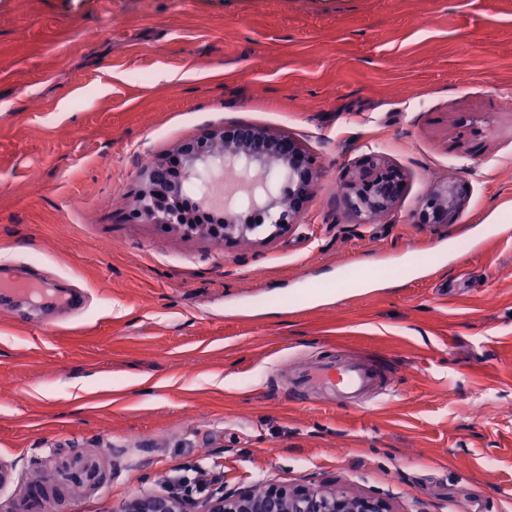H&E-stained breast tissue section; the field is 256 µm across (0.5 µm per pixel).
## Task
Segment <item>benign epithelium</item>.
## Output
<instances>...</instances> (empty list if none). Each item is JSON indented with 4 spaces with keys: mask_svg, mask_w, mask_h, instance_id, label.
Segmentation results:
<instances>
[{
    "mask_svg": "<svg viewBox=\"0 0 512 512\" xmlns=\"http://www.w3.org/2000/svg\"><path fill=\"white\" fill-rule=\"evenodd\" d=\"M233 168L240 177L231 187L246 188L249 223L240 221L230 204L216 207L200 196L202 210L221 214L220 224H192L187 231L224 243H267L288 231L303 215L318 173L308 153L294 138L253 124L208 129L182 141L175 152L140 170L144 189L131 218L153 224L181 226L185 222L169 204L181 194L183 182L210 180L216 168ZM178 171L180 180L172 179ZM404 173L380 154L366 156L341 185L345 215L355 224H371L389 214L404 189ZM468 196L459 180L437 183L422 199L416 224L439 226L452 222ZM118 512H397L389 498L352 490L335 480L298 484L261 481L251 486L212 485L202 495L178 481L161 493L141 494L124 501Z\"/></svg>",
    "mask_w": 512,
    "mask_h": 512,
    "instance_id": "1",
    "label": "benign epithelium"
}]
</instances>
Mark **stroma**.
Listing matches in <instances>:
<instances>
[{"mask_svg": "<svg viewBox=\"0 0 512 512\" xmlns=\"http://www.w3.org/2000/svg\"><path fill=\"white\" fill-rule=\"evenodd\" d=\"M510 87L512 0H0V266L84 305L0 307V512L181 475L512 512ZM236 123L314 159L298 224L227 246L129 220L148 160ZM372 152L406 187L354 224L336 186ZM450 178L453 222L412 223ZM368 264L386 282L354 289ZM347 357L389 370L374 404L289 393L283 361Z\"/></svg>", "mask_w": 512, "mask_h": 512, "instance_id": "stroma-1", "label": "stroma"}]
</instances>
